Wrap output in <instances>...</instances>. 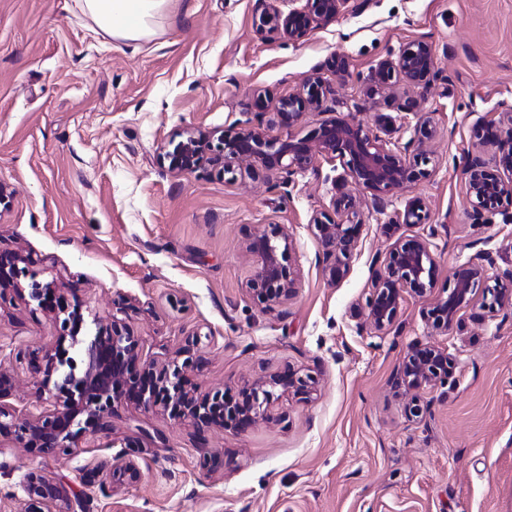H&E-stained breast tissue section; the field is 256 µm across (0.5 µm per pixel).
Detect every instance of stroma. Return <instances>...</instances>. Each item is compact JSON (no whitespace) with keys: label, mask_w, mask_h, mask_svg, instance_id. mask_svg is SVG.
I'll use <instances>...</instances> for the list:
<instances>
[{"label":"stroma","mask_w":512,"mask_h":512,"mask_svg":"<svg viewBox=\"0 0 512 512\" xmlns=\"http://www.w3.org/2000/svg\"><path fill=\"white\" fill-rule=\"evenodd\" d=\"M259 0H171L156 36L115 40L80 0H0V252L30 258L40 282L57 281L82 330L120 314L142 360L168 361L199 335L201 369L187 386L238 394L254 380L295 369L311 375L308 398L284 395L273 418L247 430H197L162 408H119L108 432L81 438L75 458H48L0 440V512H22L20 475L41 469L81 489L84 464L112 456V442L140 445V477L98 497L92 512H512V310L489 312L482 296L441 331L425 312L456 271L489 253L486 280L512 272V196L491 223L472 219L468 153L495 166L499 147L482 123L512 107V0H348L333 19L296 40L258 31ZM426 39L437 77L421 90L397 82L367 95L364 78L384 59ZM341 58L345 72L328 68ZM320 75L331 115L357 120L405 144L413 99L437 133L429 176L374 210L363 193L362 236L341 282L330 281L309 224L337 193L335 162L281 187L280 173L203 166L174 173L159 161L178 132L283 130L259 118L256 92L279 99ZM391 119L380 125L379 115ZM425 203L421 225H392L408 199ZM281 226L292 244L294 295L271 308L250 291L249 234ZM427 238L438 270L430 297L403 292L388 332L359 329L355 306L369 292L373 259L396 239ZM54 315L29 297L0 305V350L17 414L38 412L33 378L15 353L52 347ZM445 350L444 385L397 380L408 346ZM420 416H410V403ZM224 459L223 471L204 466Z\"/></svg>","instance_id":"1"}]
</instances>
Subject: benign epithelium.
<instances>
[{
    "instance_id": "1",
    "label": "benign epithelium",
    "mask_w": 512,
    "mask_h": 512,
    "mask_svg": "<svg viewBox=\"0 0 512 512\" xmlns=\"http://www.w3.org/2000/svg\"><path fill=\"white\" fill-rule=\"evenodd\" d=\"M348 0H305L301 8L288 14L275 5L263 10L256 19L259 30L277 31L288 39L304 35L323 21L339 14ZM399 76L409 86L426 87L435 76L432 46L425 40L413 42L397 59H384L365 80L366 93L372 95ZM330 89L319 76H310L299 90L274 104L271 121L286 129L285 135L268 138L255 129L225 135L218 145L210 143L206 134L186 130L173 149L163 150L162 160L168 161L173 172L186 173L198 169L205 161L222 166L231 173L234 165L258 163L270 171L286 174L282 184L293 182L294 174L307 169L315 156H326L340 163L343 175L336 178L338 193L332 210L312 215L310 226L322 247L329 278L342 281L349 272V261L360 244V193L369 192L372 206L384 209L387 197L407 184L429 176V170L419 164L429 163L428 146L436 135L429 119L421 116L414 138L404 147L389 148L360 121L336 118L321 122L311 134L299 137L292 132L307 110L323 107ZM488 136L499 141L500 165L512 174V108L501 113L497 122L484 126ZM418 151L417 163L407 162L409 148ZM468 191L475 198L474 221L485 224V213L502 195L512 193V184L490 170L478 155H469L465 163ZM403 224H423L425 207L418 200L406 203L399 213ZM248 251L256 258L257 268L249 288L269 307L280 305L295 292V278L287 265L291 244L279 225L249 235ZM19 259L0 253V301L4 289L22 293L19 279L30 277V297L43 303L45 298L59 294L56 281H36L38 272L18 267ZM10 269V275L1 271ZM437 271V261L428 240L420 237L399 238L393 244L384 272H374L365 302L358 305L357 314L364 317L359 328L376 332L389 331L397 321L402 293L406 290L425 298L431 294ZM483 265L472 264L459 269L452 288L445 298L436 299L427 315L437 330H446L459 311L469 305L476 288L484 282ZM483 307L493 312L512 308V290L500 283L485 286ZM62 334L56 345L42 355H28V371L34 378L36 392L42 393L48 377L61 370V382L55 384L54 408L27 416H18L4 403L12 395L14 383L7 370H0V437H7L18 448L34 449L51 457L71 458L81 451L79 440L88 432L111 429V418L118 408L137 406L172 408L190 420L200 430L224 426V419H234L237 428L245 430L260 420L270 418V408L281 393L308 395L313 379L295 370L278 372L245 387L239 400L231 402L222 392L194 393L186 390L185 379L198 368L201 359L195 356L198 339L188 337L165 364L140 362V343L123 320L112 317L110 325L98 327L96 336L78 349L74 333L67 332L68 320L59 324ZM44 379H38L39 375ZM400 379L409 389L448 382V353L419 341L412 343L400 368ZM83 487L68 496L62 493L54 477L42 471L25 473L17 483L23 493L24 512H90L94 496L112 497L122 488L138 481L140 469L135 450H121L110 459L84 468Z\"/></svg>"
}]
</instances>
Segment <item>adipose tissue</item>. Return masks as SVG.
Wrapping results in <instances>:
<instances>
[{"instance_id": "adipose-tissue-1", "label": "adipose tissue", "mask_w": 512, "mask_h": 512, "mask_svg": "<svg viewBox=\"0 0 512 512\" xmlns=\"http://www.w3.org/2000/svg\"><path fill=\"white\" fill-rule=\"evenodd\" d=\"M82 11L112 38L137 41L154 35L170 0H80Z\"/></svg>"}]
</instances>
